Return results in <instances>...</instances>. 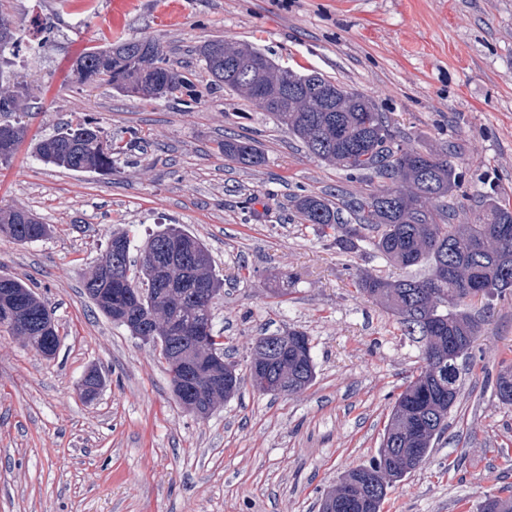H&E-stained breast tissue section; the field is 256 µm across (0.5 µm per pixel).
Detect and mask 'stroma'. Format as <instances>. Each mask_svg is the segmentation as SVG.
<instances>
[{"label":"stroma","mask_w":512,"mask_h":512,"mask_svg":"<svg viewBox=\"0 0 512 512\" xmlns=\"http://www.w3.org/2000/svg\"><path fill=\"white\" fill-rule=\"evenodd\" d=\"M0 0L18 41L0 68L28 90L26 137L0 163V208L52 228L0 237V275L25 281L53 310L55 358L0 329V512H319L322 494L376 454L394 402L420 364L396 316L357 293L358 274L406 276L369 244L337 251L301 223L291 196L345 199L362 178L309 155L251 101L216 88L195 53L208 39L259 48L372 98L397 139L448 151L467 221L480 194L512 205V0ZM158 41L191 93L143 99L71 74L113 35ZM92 116L106 137H138L111 171L43 163L34 146ZM253 138V168L225 159V137ZM171 224L200 238L224 290L213 327L241 368L239 392L205 417L184 409L152 345L87 298L84 282L113 233L135 245ZM482 324L448 428L389 492L382 512H476L512 487V405L494 393L512 364V296L469 303ZM304 331L315 379L259 392L246 368L258 336ZM105 383L91 399V368Z\"/></svg>","instance_id":"35a3bbf8"}]
</instances>
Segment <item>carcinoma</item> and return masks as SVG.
I'll list each match as a JSON object with an SVG mask.
<instances>
[{"label": "carcinoma", "mask_w": 512, "mask_h": 512, "mask_svg": "<svg viewBox=\"0 0 512 512\" xmlns=\"http://www.w3.org/2000/svg\"><path fill=\"white\" fill-rule=\"evenodd\" d=\"M254 51L252 46L224 39L208 40L197 47L215 85L246 97L271 114L311 155L351 174L381 179L380 185L345 201L342 208L324 194L298 197L295 207L302 223L332 230L336 249L342 252H354L359 243L367 241L388 261L404 268H428L423 277L389 280L362 275L355 281L357 292L385 303L405 333L422 342L423 366L396 398L377 456L348 470L341 481L343 490L362 505L363 512H380L389 490L421 464L444 433L457 398L459 369L448 370L446 362L437 365L427 342L442 353L448 352L450 344L462 346L465 352L474 347L480 322L465 309L471 281L488 288L490 297L512 293V209L487 193L479 200L470 223H454L455 213L445 209V200L454 196L460 176L448 152L397 142L387 116L375 101L315 70L309 72L312 81L337 93V110L330 111L322 98L305 93L280 109L264 106L256 98L257 87L287 84L297 72L267 57L250 78L236 76L233 61ZM73 70L84 85L105 80L118 93L150 99L167 97L185 85L169 67L160 45L151 39H118L105 47L89 48L75 60ZM25 100L24 85L16 81L13 89L0 92V112H22ZM6 128L13 137L9 147L0 149L3 163L12 158L25 135V126L19 121ZM136 148L137 139L123 145L114 143L103 136L94 118L87 117L38 142L35 150L48 164L73 171L107 172L112 170L113 156H130ZM222 151L228 159L245 166L259 167L265 162L262 150L246 136L225 139ZM344 209L354 216L355 224L344 220ZM49 231L48 225L28 211L0 209V237L24 244L46 237ZM181 240L194 243L201 263L175 267V277L202 282L209 292L203 302L157 285L146 263L147 254L163 253ZM111 241L119 244V252L107 245L101 262L111 266L120 281H85L88 298L133 336L140 333L141 317L154 314L156 328L150 343L159 348L164 360L173 356L195 364L198 373L192 387L197 395L209 398V370L212 360L224 357V341L214 334L208 350L202 351L192 338L195 327L212 323L215 299L224 288V282L213 273L209 249L196 237L169 227L149 236L140 248L139 262L134 264L129 234H114ZM114 286L140 289V305L128 311L120 304L112 306L108 295ZM12 295L28 300L29 318L5 329L27 337L34 346L51 311L26 283L13 277L6 284L0 283V298ZM288 335L297 341L273 355L271 368L288 366L283 387L292 393L313 382L315 364L308 336L295 329ZM495 393L502 403L512 404L511 365L498 373ZM412 448L418 449L414 457L410 456ZM478 512H512V495H488Z\"/></svg>", "instance_id": "carcinoma-1"}]
</instances>
